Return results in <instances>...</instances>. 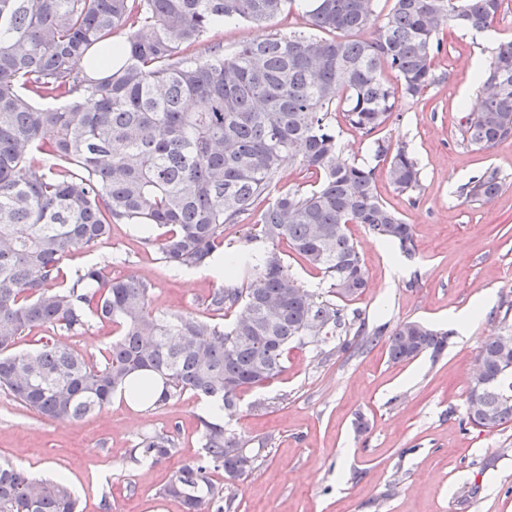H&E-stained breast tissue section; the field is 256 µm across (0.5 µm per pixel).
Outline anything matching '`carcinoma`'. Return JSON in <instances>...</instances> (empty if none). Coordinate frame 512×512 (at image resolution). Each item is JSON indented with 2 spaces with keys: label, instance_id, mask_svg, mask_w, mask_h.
<instances>
[{
  "label": "carcinoma",
  "instance_id": "cac0c4a2",
  "mask_svg": "<svg viewBox=\"0 0 512 512\" xmlns=\"http://www.w3.org/2000/svg\"><path fill=\"white\" fill-rule=\"evenodd\" d=\"M287 0H0V387L51 421H77L102 410L118 389L160 406L191 391L220 410L283 372L288 345L349 335L384 340L388 360L439 357L450 333L413 320L367 329L341 302L367 287L348 225L410 255L412 225L375 192L378 174L403 194L420 187L407 145L375 141L377 165L348 160L336 140L333 111L364 136L387 124L400 99L436 80L440 32L453 24L491 27L503 0H393L370 39H359L376 0H310L306 29L207 55L196 46L231 21L267 23ZM124 44L85 71L89 51ZM395 72L392 88L385 70ZM483 104L466 116L463 138L491 148L512 137V41L499 45L480 74ZM94 103L88 107L87 103ZM320 177L304 193L279 187L286 160ZM502 188L492 170L469 181L472 202ZM264 206L253 231L233 246L224 225ZM114 224H137L143 241L176 267L213 264L228 253L224 286L207 297L214 312L240 309L225 326L190 314L150 309L152 285L114 278L95 264L65 286L62 261L88 251ZM322 275L327 291L307 288L289 270L282 244ZM120 328L105 363H88L47 339L15 351L24 333L79 335L90 319ZM486 429L512 423V372L501 338L482 344ZM203 453L159 490L183 512H224V489L211 474L236 480L256 468L259 452L223 424L200 418ZM175 439L144 437L131 452L150 465L171 457ZM0 512H78L66 481L37 479L0 464Z\"/></svg>",
  "mask_w": 512,
  "mask_h": 512
}]
</instances>
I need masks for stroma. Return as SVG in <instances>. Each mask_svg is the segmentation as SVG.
Returning a JSON list of instances; mask_svg holds the SVG:
<instances>
[{"label":"stroma","instance_id":"35a3bbf8","mask_svg":"<svg viewBox=\"0 0 512 512\" xmlns=\"http://www.w3.org/2000/svg\"><path fill=\"white\" fill-rule=\"evenodd\" d=\"M303 0H292L274 20L218 26L210 40L226 50L300 27ZM433 59L436 83L414 100H398V119L378 136L406 143L421 167L419 189L393 190L376 180L379 198L412 224L415 255L381 249L360 224L348 232L368 279L347 304L368 327L402 320L447 326L449 313L485 291L493 302L468 333L453 332L438 359L389 362L384 343L337 351V338L315 346L292 344L283 372L247 390L226 417L228 429L265 442L263 460L248 476L226 482L224 512H512V424L488 431L463 424L469 378L481 344L512 326V138L481 149L464 141L466 95H478L474 65L491 60L493 44L512 40V0L488 32L457 26L441 36ZM495 169L503 179L486 203L469 201L461 188ZM96 264L120 277L145 275L156 313H189L219 322L205 304L224 280L209 268L175 269L145 247L138 229L116 224L91 251L68 256L64 275ZM115 325L92 320L80 335L55 339L93 364L103 363L117 338ZM201 401L185 391L159 408L109 403L81 420L44 419L0 389V463L38 478L65 476L80 512H183L157 492L172 473L198 458ZM368 424L355 431L356 418ZM166 432L176 453L153 466L131 461L145 435Z\"/></svg>","mask_w":512,"mask_h":512}]
</instances>
